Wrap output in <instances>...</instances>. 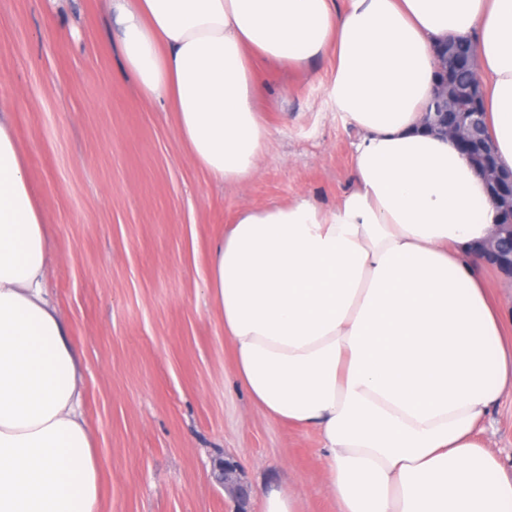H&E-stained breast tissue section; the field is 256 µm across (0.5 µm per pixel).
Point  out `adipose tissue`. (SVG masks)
Segmentation results:
<instances>
[{
    "instance_id": "obj_1",
    "label": "adipose tissue",
    "mask_w": 512,
    "mask_h": 512,
    "mask_svg": "<svg viewBox=\"0 0 512 512\" xmlns=\"http://www.w3.org/2000/svg\"><path fill=\"white\" fill-rule=\"evenodd\" d=\"M125 69L173 112L209 177L245 184L270 129L274 68L336 65L359 132L351 189L239 208L206 293L240 386L315 431L337 512H512V473L482 443L512 396V307L483 278L497 211L448 137L423 128L435 49L472 41L485 122L512 170V0H107ZM0 103V512H100L83 363L47 288L46 204Z\"/></svg>"
}]
</instances>
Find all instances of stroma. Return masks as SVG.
Returning <instances> with one entry per match:
<instances>
[{"instance_id": "35a3bbf8", "label": "stroma", "mask_w": 512, "mask_h": 512, "mask_svg": "<svg viewBox=\"0 0 512 512\" xmlns=\"http://www.w3.org/2000/svg\"><path fill=\"white\" fill-rule=\"evenodd\" d=\"M102 0H0V84L47 205L49 288L83 355L85 415L101 461L102 512H260L255 468L299 512H336L318 437L254 410L204 291L211 243L236 211L351 187L356 132L332 97L334 56L272 72V135L257 175L219 184L184 153L172 113L124 73ZM512 470V398L489 415ZM233 461L246 499L216 480Z\"/></svg>"}]
</instances>
